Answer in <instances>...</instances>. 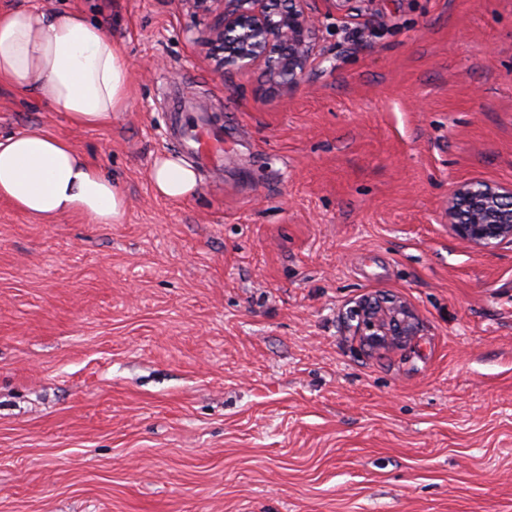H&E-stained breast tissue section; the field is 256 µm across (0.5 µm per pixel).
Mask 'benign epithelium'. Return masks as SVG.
I'll return each instance as SVG.
<instances>
[{"mask_svg": "<svg viewBox=\"0 0 512 512\" xmlns=\"http://www.w3.org/2000/svg\"><path fill=\"white\" fill-rule=\"evenodd\" d=\"M214 14L211 45L220 69L239 71L266 66L271 84L301 86L321 28L305 0H185ZM448 224L456 238L490 250L512 241V186L470 180L448 193ZM348 329L372 348L404 345L417 335L415 314L405 302L370 294L349 310Z\"/></svg>", "mask_w": 512, "mask_h": 512, "instance_id": "obj_1", "label": "benign epithelium"}]
</instances>
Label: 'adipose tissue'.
<instances>
[{
	"mask_svg": "<svg viewBox=\"0 0 512 512\" xmlns=\"http://www.w3.org/2000/svg\"><path fill=\"white\" fill-rule=\"evenodd\" d=\"M0 85L95 128L126 110L130 72L122 48L83 14L15 6L0 10ZM149 180L172 201L198 188L193 166L172 155L155 159ZM0 198L45 223L77 214L90 224H118L126 214L118 183L47 132L0 137Z\"/></svg>",
	"mask_w": 512,
	"mask_h": 512,
	"instance_id": "1",
	"label": "adipose tissue"
}]
</instances>
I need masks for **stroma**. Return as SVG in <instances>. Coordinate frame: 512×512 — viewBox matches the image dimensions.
I'll list each match as a JSON object with an SVG mask.
<instances>
[{
	"mask_svg": "<svg viewBox=\"0 0 512 512\" xmlns=\"http://www.w3.org/2000/svg\"><path fill=\"white\" fill-rule=\"evenodd\" d=\"M4 3L85 12L131 85L97 128L0 87V136L55 134L128 201L0 200V512H512V243L445 215L512 186V0H306L294 90L219 72L184 0ZM176 102L227 152L179 202L148 180ZM371 293L417 335H348ZM448 224L456 238L490 250L512 241V186L470 180L448 193Z\"/></svg>",
	"mask_w": 512,
	"mask_h": 512,
	"instance_id": "35a3bbf8",
	"label": "stroma"
}]
</instances>
